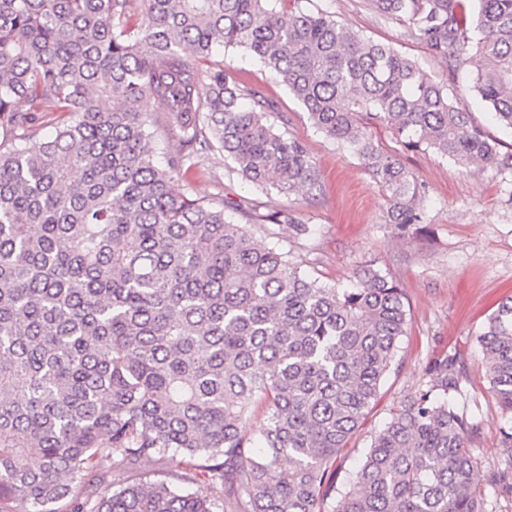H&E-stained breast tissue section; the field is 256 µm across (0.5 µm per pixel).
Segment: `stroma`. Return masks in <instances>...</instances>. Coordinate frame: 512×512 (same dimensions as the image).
<instances>
[{"label": "stroma", "mask_w": 512, "mask_h": 512, "mask_svg": "<svg viewBox=\"0 0 512 512\" xmlns=\"http://www.w3.org/2000/svg\"><path fill=\"white\" fill-rule=\"evenodd\" d=\"M312 4L364 37L390 45L435 78H444V64L408 34L406 23L376 14L367 0ZM218 59L230 78L261 88L276 102V129L303 143L320 171L321 189L313 200L302 191L288 197L260 191L233 172L230 160L208 152L199 166L176 180L175 190L199 198L245 200L263 214L288 209L292 223L268 227L251 224L243 211L229 209L225 215L234 223L251 224L259 243L281 248L302 272L327 284L347 286L370 264L399 281L406 293L408 329L398 363L377 405L342 452L339 477L355 471L391 410L424 389L429 361L448 352L466 364L458 405L482 426L471 444L476 484L493 512H512V495L498 494L488 482L491 469L506 454L501 429L512 419L501 414L488 391L477 343L484 321L512 296V169H465L432 150L407 152L385 126L372 124L383 150L397 155L426 188L427 232L398 230L386 222V192L360 160L326 138L263 64L234 48ZM452 93L457 106L500 141L502 152L511 153L512 132L489 122L484 104L466 82H459ZM301 224L311 227L312 235L300 236Z\"/></svg>", "instance_id": "35a3bbf8"}]
</instances>
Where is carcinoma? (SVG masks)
<instances>
[{"label": "carcinoma", "mask_w": 512, "mask_h": 512, "mask_svg": "<svg viewBox=\"0 0 512 512\" xmlns=\"http://www.w3.org/2000/svg\"><path fill=\"white\" fill-rule=\"evenodd\" d=\"M271 2L0 0V512H489L455 354L336 483L397 362L404 289L371 266L349 288L312 279L174 182L209 150L261 191L319 187L305 146L270 121L275 101L211 63L235 46L362 162L389 194L387 223H425V187L359 114L407 151L512 168L448 93L468 68L512 130V0H368L446 65L443 81L327 11ZM147 100L174 142L164 166ZM477 341L512 415V297ZM259 407L260 451L240 431ZM170 451L181 470L97 491L103 463ZM489 482L512 494V452Z\"/></svg>", "instance_id": "carcinoma-1"}]
</instances>
